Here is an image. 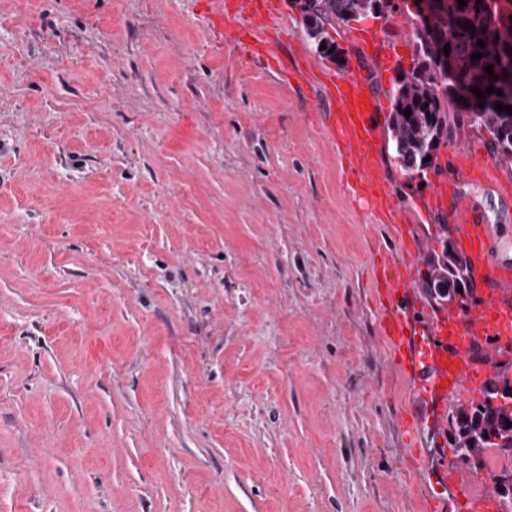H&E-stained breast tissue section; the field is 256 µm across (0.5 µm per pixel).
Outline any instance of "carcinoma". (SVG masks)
<instances>
[{
    "mask_svg": "<svg viewBox=\"0 0 512 512\" xmlns=\"http://www.w3.org/2000/svg\"><path fill=\"white\" fill-rule=\"evenodd\" d=\"M391 0H290V5L302 13L303 26L313 40L320 57L340 64L344 49L339 47L325 26L335 23L379 18L382 3ZM431 16H416L413 30L414 57L409 68L397 65V75L389 90L393 100L389 130L395 159L401 167L414 173L429 169L435 151L443 141L451 139L466 127L486 130L487 143L503 164H512V115L494 108L500 102L512 106V0H435ZM475 31L462 29V23ZM482 40L485 47L477 45ZM450 46L453 68L443 62L444 46ZM479 60H471L474 53ZM493 66L494 76L484 67ZM503 92L485 96V106L470 91L473 86L483 90L488 86ZM412 114L405 116V109ZM467 267L451 249L442 254L441 263L429 273V285L441 300L466 298ZM462 291H456V288ZM479 403L455 408L449 419L455 431V457L468 464L482 462L487 448H499L512 455V385L490 382ZM495 492L512 503V473L495 478Z\"/></svg>",
    "mask_w": 512,
    "mask_h": 512,
    "instance_id": "cac0c4a2",
    "label": "carcinoma"
}]
</instances>
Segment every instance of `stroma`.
<instances>
[{
	"instance_id": "obj_1",
	"label": "stroma",
	"mask_w": 512,
	"mask_h": 512,
	"mask_svg": "<svg viewBox=\"0 0 512 512\" xmlns=\"http://www.w3.org/2000/svg\"><path fill=\"white\" fill-rule=\"evenodd\" d=\"M214 0H0V512H430L415 404L380 334L400 254L352 202L327 99L243 56ZM271 35L382 118L410 65V0ZM392 53L372 60L363 35ZM382 131L379 162L420 250L455 239ZM458 193L512 243V189Z\"/></svg>"
}]
</instances>
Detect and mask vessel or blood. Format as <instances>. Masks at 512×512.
I'll return each instance as SVG.
<instances>
[{"label":"vessel or blood","mask_w":512,"mask_h":512,"mask_svg":"<svg viewBox=\"0 0 512 512\" xmlns=\"http://www.w3.org/2000/svg\"><path fill=\"white\" fill-rule=\"evenodd\" d=\"M280 9V0H236L241 47L269 66L311 78L316 69L304 55L284 61L263 37ZM325 90L335 107L323 113V123L330 143L347 164L350 194L369 202L386 225L388 248L402 253L384 275L387 304L381 332L396 370L411 382L416 395L418 412L403 419L402 427L408 447L417 451L422 440L447 429L451 404L463 402L491 380L512 375V295L507 292L512 286V260L501 257L494 227L480 212L463 198L449 196L446 183L433 184L429 200L455 225L472 292L465 305L428 311L416 285L412 227L404 223L377 160L381 121L376 101L356 75L326 81ZM453 154L457 173L471 169L485 180L499 181L498 168L479 149L457 147ZM459 470V463L445 455L425 463L422 482L431 505L451 502L457 512H495V497L464 484Z\"/></svg>","instance_id":"1"}]
</instances>
